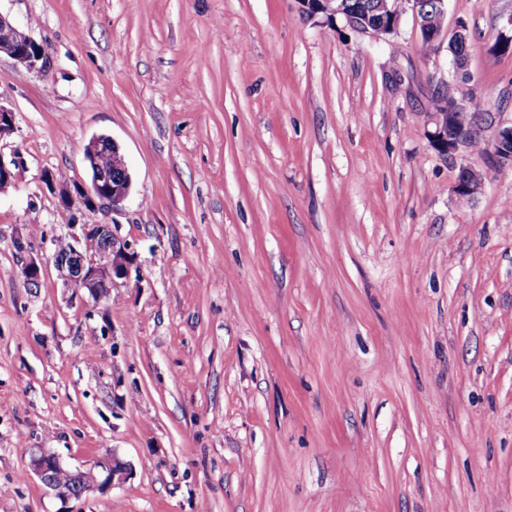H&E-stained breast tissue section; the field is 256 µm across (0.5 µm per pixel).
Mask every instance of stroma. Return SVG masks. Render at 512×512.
Listing matches in <instances>:
<instances>
[{
    "label": "stroma",
    "instance_id": "obj_1",
    "mask_svg": "<svg viewBox=\"0 0 512 512\" xmlns=\"http://www.w3.org/2000/svg\"><path fill=\"white\" fill-rule=\"evenodd\" d=\"M47 47L0 56V512H60L30 463L114 450L73 512H512V167L432 143L437 80L512 122V0L372 38L300 0H0ZM119 145L123 207L63 213ZM482 176L460 202V165ZM137 258L96 301L46 267L67 223ZM108 139L110 138L96 137L86 147L85 159L92 169L91 186L89 189L81 190L74 188V194L70 187L62 185L58 181L54 173H44L43 182L57 196L62 211H71L77 198L86 207L95 206L97 202H100L112 206V211L121 209L124 201L130 194L131 177L128 176L126 179L128 167L113 139L112 149L110 148L112 151V166L114 163L115 167L121 170L122 175L119 178L112 179V172L109 169H105L111 165V154L109 150L102 153H99V151L104 143L109 144ZM98 153L99 162L104 168L98 165Z\"/></svg>",
    "mask_w": 512,
    "mask_h": 512
}]
</instances>
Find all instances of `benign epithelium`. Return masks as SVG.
Instances as JSON below:
<instances>
[{
	"label": "benign epithelium",
	"instance_id": "benign-epithelium-1",
	"mask_svg": "<svg viewBox=\"0 0 512 512\" xmlns=\"http://www.w3.org/2000/svg\"><path fill=\"white\" fill-rule=\"evenodd\" d=\"M307 13L314 15L323 13L329 17L348 15V0H300ZM391 0H379L376 11L379 17L365 18L361 25L353 30L367 36L381 37L394 35L398 32L402 11L390 6ZM412 11L420 31L421 39L433 44L448 41V51L454 52V42L465 37L467 26L460 22L451 31L441 28H430L427 6L434 7L435 12H445L446 0H404ZM6 54L18 64L32 71L40 69L47 60L46 49L36 43L30 36L19 30L7 17L0 14V54ZM439 110L435 113L436 129L432 139L440 151L445 153H464L469 151V145L462 139L460 133L453 129L455 113L450 111V104L443 98H438ZM479 137L486 146L488 160L496 166H512V125L502 126L496 123L495 113H489L479 125ZM107 142L105 137L94 138L86 147L85 159L92 169L91 186L88 189H71L61 184L52 172L43 175L45 186L58 198L60 209L72 210L75 200H80L87 207L97 203L112 206V211L121 209L130 194L131 179L127 178L128 167L119 148L112 150V163L119 168L122 175L112 177V172L99 166L97 154L102 145ZM482 188L481 175L467 165L460 167L455 192L475 197ZM70 248L61 254L53 251L51 259L61 274L65 287L75 293H86L95 300L109 297L112 290L126 283L130 268L135 262V253L131 246L117 233L114 224H82L70 225ZM93 235L100 242V247L94 252L84 249L83 242ZM43 263L31 257L25 260L23 273L27 280L38 285L41 280ZM32 470L41 482L66 504L72 500L81 499L91 490L110 491L122 486L132 473L130 464L117 453H106L96 459L92 467L99 470V480L85 486L77 494L71 492L57 481L58 474L66 472L73 477L80 475L81 470L67 466L58 455L41 451L34 455L31 462Z\"/></svg>",
	"mask_w": 512,
	"mask_h": 512
}]
</instances>
